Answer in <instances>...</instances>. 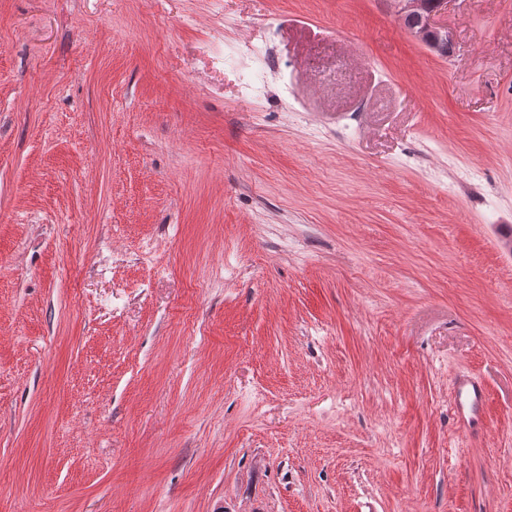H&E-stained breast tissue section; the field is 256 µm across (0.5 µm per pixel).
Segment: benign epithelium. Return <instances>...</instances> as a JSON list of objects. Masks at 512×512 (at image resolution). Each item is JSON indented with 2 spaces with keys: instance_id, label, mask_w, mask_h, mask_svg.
I'll list each match as a JSON object with an SVG mask.
<instances>
[{
  "instance_id": "7a95c632",
  "label": "benign epithelium",
  "mask_w": 512,
  "mask_h": 512,
  "mask_svg": "<svg viewBox=\"0 0 512 512\" xmlns=\"http://www.w3.org/2000/svg\"><path fill=\"white\" fill-rule=\"evenodd\" d=\"M398 20L406 23V29L424 42L435 54L448 56L452 38L448 27L438 23L439 15L448 11L452 0H389Z\"/></svg>"
}]
</instances>
